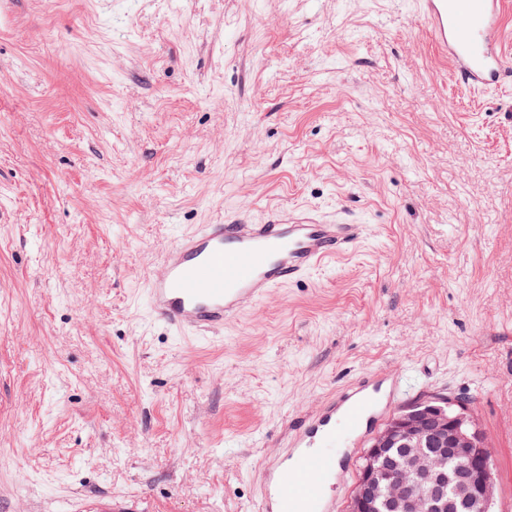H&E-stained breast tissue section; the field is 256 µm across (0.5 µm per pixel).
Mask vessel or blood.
I'll list each match as a JSON object with an SVG mask.
<instances>
[{
	"label": "vessel or blood",
	"instance_id": "1",
	"mask_svg": "<svg viewBox=\"0 0 512 512\" xmlns=\"http://www.w3.org/2000/svg\"><path fill=\"white\" fill-rule=\"evenodd\" d=\"M438 53L451 60L457 82L474 92L512 77L506 48L512 0H412ZM355 221L272 210L261 223L247 216L204 224L182 237L147 280L151 313L176 332L220 329L275 289L303 281L326 260L351 251L364 237ZM403 375L368 371L315 413L296 418L289 448L267 462L258 512H336L331 489L340 458L336 431L365 436L375 412L391 409Z\"/></svg>",
	"mask_w": 512,
	"mask_h": 512
}]
</instances>
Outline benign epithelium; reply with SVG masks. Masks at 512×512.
Instances as JSON below:
<instances>
[{"instance_id":"benign-epithelium-1","label":"benign epithelium","mask_w":512,"mask_h":512,"mask_svg":"<svg viewBox=\"0 0 512 512\" xmlns=\"http://www.w3.org/2000/svg\"><path fill=\"white\" fill-rule=\"evenodd\" d=\"M491 457L466 401L424 396L395 411L370 441L349 512H491ZM449 462L457 464L451 475Z\"/></svg>"}]
</instances>
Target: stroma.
I'll use <instances>...</instances> for the list:
<instances>
[{"label": "stroma", "instance_id": "stroma-1", "mask_svg": "<svg viewBox=\"0 0 512 512\" xmlns=\"http://www.w3.org/2000/svg\"><path fill=\"white\" fill-rule=\"evenodd\" d=\"M345 212L356 250L177 333L204 224ZM462 397L512 512V82L406 0H0V512H253L288 421L357 375Z\"/></svg>", "mask_w": 512, "mask_h": 512}]
</instances>
